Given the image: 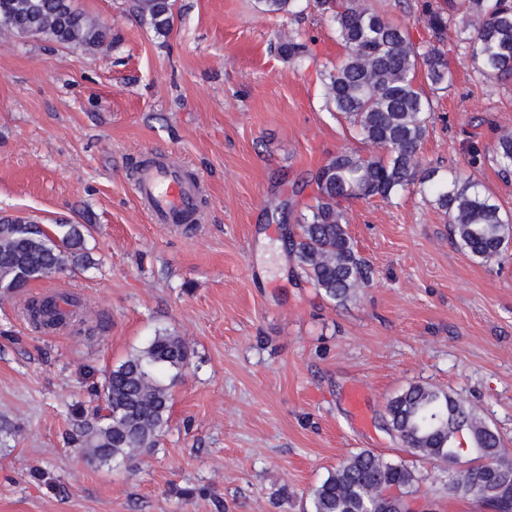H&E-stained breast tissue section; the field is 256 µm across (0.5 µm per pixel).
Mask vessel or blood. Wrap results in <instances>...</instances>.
Instances as JSON below:
<instances>
[{
    "label": "vessel or blood",
    "mask_w": 512,
    "mask_h": 512,
    "mask_svg": "<svg viewBox=\"0 0 512 512\" xmlns=\"http://www.w3.org/2000/svg\"><path fill=\"white\" fill-rule=\"evenodd\" d=\"M132 187L152 223L165 227L183 223L186 216L196 213L205 195L199 176L187 175L184 169L162 158L144 165Z\"/></svg>",
    "instance_id": "vessel-or-blood-1"
}]
</instances>
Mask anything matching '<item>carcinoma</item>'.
<instances>
[{"mask_svg":"<svg viewBox=\"0 0 512 512\" xmlns=\"http://www.w3.org/2000/svg\"><path fill=\"white\" fill-rule=\"evenodd\" d=\"M294 2L258 0L267 13H289ZM316 3L344 49L325 75L326 98L370 150L341 149L315 172L313 204L284 237L296 274L339 306L371 287L374 269L347 232L344 203L390 200L414 187L448 215L451 237L472 258L499 257L512 242V215L478 180L427 167L420 153L434 120L430 93L448 88L452 80L443 48L451 26L469 32L476 69L493 80H512V0L424 3L419 21L432 37L424 48L407 27L360 0ZM131 9L155 34L171 32L173 0H131ZM25 28L63 46L94 48L109 36V29L75 0H0V32L19 37ZM280 50L296 59L308 47L292 38ZM492 158L503 172H512V133L498 137ZM87 232L84 224H58L52 234L28 216H1L0 294L14 296L33 281L92 264ZM26 315L45 329L86 322L72 296L32 299ZM192 354L182 336L163 330L105 374L99 390L105 414L81 421L76 435L91 460L135 463L158 447L169 421L172 383ZM385 416L402 447L448 467L462 454L459 437H465L475 465L447 472L448 494L471 496L491 512H512V457L474 407L442 390L411 384L387 401ZM418 483L414 470L364 449L311 490L310 512H406Z\"/></svg>","mask_w":512,"mask_h":512,"instance_id":"obj_1","label":"carcinoma"}]
</instances>
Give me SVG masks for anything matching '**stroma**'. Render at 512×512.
<instances>
[{"instance_id":"stroma-1","label":"stroma","mask_w":512,"mask_h":512,"mask_svg":"<svg viewBox=\"0 0 512 512\" xmlns=\"http://www.w3.org/2000/svg\"><path fill=\"white\" fill-rule=\"evenodd\" d=\"M111 34L60 47L0 34V217L87 224L93 263L29 294L78 296L89 331L46 333L0 296V512H308V494L371 449L421 477L433 512H489L442 489L406 452L385 403L419 383L476 406L512 453V247L488 263L451 238L418 191L350 203L348 232L374 282L337 306L292 273L281 242L331 153L357 147L326 102L342 53L314 0H175L168 36L129 0H76ZM308 56L288 60V38ZM453 81L432 94L424 165L474 175L512 213V175L490 147L512 132V81L488 79L466 36L445 41ZM165 155L206 183L195 228L152 223L135 162ZM193 355L154 451L87 463L74 408L100 406L105 371L156 332ZM364 391L357 423L350 388Z\"/></svg>"}]
</instances>
